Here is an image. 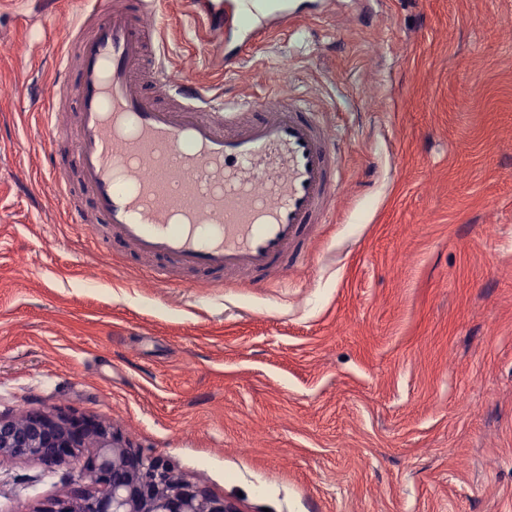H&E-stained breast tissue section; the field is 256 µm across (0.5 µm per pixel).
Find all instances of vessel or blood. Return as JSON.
I'll return each instance as SVG.
<instances>
[{
    "label": "vessel or blood",
    "instance_id": "1",
    "mask_svg": "<svg viewBox=\"0 0 512 512\" xmlns=\"http://www.w3.org/2000/svg\"><path fill=\"white\" fill-rule=\"evenodd\" d=\"M242 2L201 0L215 40L228 25L264 34ZM78 3L55 73L57 90L76 92V121L59 120L60 100L46 111L53 193L71 198L80 181L113 240L154 259L159 285L186 268L257 287L307 264L304 234L342 193L334 131L303 101L229 102L176 78L155 0Z\"/></svg>",
    "mask_w": 512,
    "mask_h": 512
}]
</instances>
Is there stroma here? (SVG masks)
<instances>
[{"mask_svg":"<svg viewBox=\"0 0 512 512\" xmlns=\"http://www.w3.org/2000/svg\"><path fill=\"white\" fill-rule=\"evenodd\" d=\"M74 10L0 0V411L110 421L239 512H512V0H319L234 73L160 0L172 70L337 134L335 221L263 288L67 223L35 109ZM83 482L2 459L0 512Z\"/></svg>","mask_w":512,"mask_h":512,"instance_id":"stroma-1","label":"stroma"}]
</instances>
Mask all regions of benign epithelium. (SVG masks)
<instances>
[{"label": "benign epithelium", "instance_id": "obj_1", "mask_svg": "<svg viewBox=\"0 0 512 512\" xmlns=\"http://www.w3.org/2000/svg\"><path fill=\"white\" fill-rule=\"evenodd\" d=\"M91 454H85L87 449ZM46 465L83 463L88 486L37 512H239L236 505L177 473L162 457L134 447L93 416L61 408L0 413V459Z\"/></svg>", "mask_w": 512, "mask_h": 512}]
</instances>
